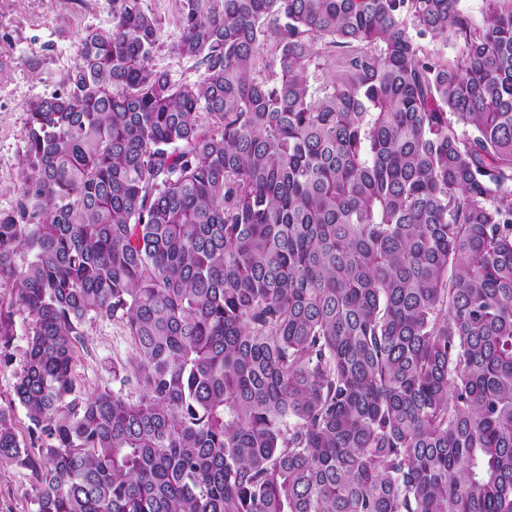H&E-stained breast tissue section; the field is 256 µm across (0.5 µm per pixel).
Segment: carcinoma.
Wrapping results in <instances>:
<instances>
[{"instance_id":"carcinoma-1","label":"carcinoma","mask_w":512,"mask_h":512,"mask_svg":"<svg viewBox=\"0 0 512 512\" xmlns=\"http://www.w3.org/2000/svg\"><path fill=\"white\" fill-rule=\"evenodd\" d=\"M113 2L0 209L37 512H512V0H187L193 83ZM85 346L80 348L75 375L77 388L91 393L101 387L119 390L124 394L132 392L131 386H121L112 380V366L128 364L134 353V346L124 326L116 321L88 320L84 325Z\"/></svg>"}]
</instances>
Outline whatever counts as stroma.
Instances as JSON below:
<instances>
[{
	"label": "stroma",
	"instance_id": "1",
	"mask_svg": "<svg viewBox=\"0 0 512 512\" xmlns=\"http://www.w3.org/2000/svg\"><path fill=\"white\" fill-rule=\"evenodd\" d=\"M144 7L162 27L165 38L152 63L174 78L197 82L204 74L193 61L173 55L179 35L183 0H143ZM112 0H0V209L15 202L13 187L21 172L25 132V105L36 97L62 91L73 70L78 39L91 29L109 28ZM30 321L14 316L13 335L6 349L11 361L0 365V404L15 397L27 346ZM75 375L83 393L101 387L130 393V386L112 379L114 365L127 364L134 346L124 326L116 321L92 319L84 326ZM37 490L29 469L0 466V512H36Z\"/></svg>",
	"mask_w": 512,
	"mask_h": 512
}]
</instances>
